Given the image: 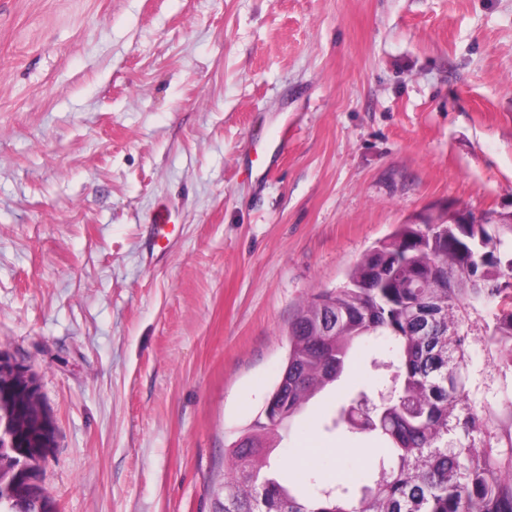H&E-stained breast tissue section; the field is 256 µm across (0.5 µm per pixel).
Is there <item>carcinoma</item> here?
Listing matches in <instances>:
<instances>
[{"mask_svg":"<svg viewBox=\"0 0 512 512\" xmlns=\"http://www.w3.org/2000/svg\"><path fill=\"white\" fill-rule=\"evenodd\" d=\"M448 267V284L434 269ZM488 310L485 344L512 373V218L497 224H439L430 233L401 224L347 272L345 283L302 306L289 332L280 381L258 419L228 447L229 473L212 490L213 512H512V396L506 418L476 401L465 347L470 312ZM370 336L389 346L378 364L395 394L370 403L358 387L332 419L375 433L386 447L361 478L358 500L341 483L301 497L273 456L304 405L343 375L353 348ZM0 512H51L44 486L5 476Z\"/></svg>","mask_w":512,"mask_h":512,"instance_id":"obj_1","label":"carcinoma"}]
</instances>
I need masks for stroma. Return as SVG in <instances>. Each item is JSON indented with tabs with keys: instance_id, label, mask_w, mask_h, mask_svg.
I'll use <instances>...</instances> for the list:
<instances>
[{
	"instance_id": "obj_1",
	"label": "stroma",
	"mask_w": 512,
	"mask_h": 512,
	"mask_svg": "<svg viewBox=\"0 0 512 512\" xmlns=\"http://www.w3.org/2000/svg\"><path fill=\"white\" fill-rule=\"evenodd\" d=\"M489 212L512 0H0V350L54 417L59 512H210L300 306L398 225ZM335 408L281 443L291 480L365 471Z\"/></svg>"
}]
</instances>
